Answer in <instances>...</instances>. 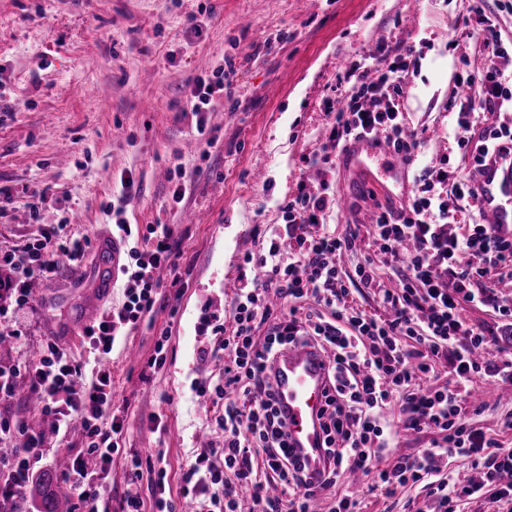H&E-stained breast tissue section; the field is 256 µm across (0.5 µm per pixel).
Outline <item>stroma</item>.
I'll list each match as a JSON object with an SVG mask.
<instances>
[{"label":"stroma","instance_id":"1","mask_svg":"<svg viewBox=\"0 0 512 512\" xmlns=\"http://www.w3.org/2000/svg\"><path fill=\"white\" fill-rule=\"evenodd\" d=\"M512 44V0H0V248L40 237L44 224L62 238L86 240L80 265L57 256L58 269L37 282L29 301L0 303V365L38 359L52 343L76 362L90 361L84 338L93 321L122 306L119 286L98 282L112 263L99 248L111 234L106 209L121 173L134 187L124 204L133 234L171 225L180 244L181 287L168 272L153 310L123 329L105 358L112 370V407L100 423L124 419L120 451L94 487L106 512H121L126 495L157 512L153 486L166 471L176 512H195L181 477L206 448L221 446L211 404L193 388L222 371L223 360H199L209 336L196 332L201 311L229 321L236 288L259 278L244 262L265 243L300 181L327 182L335 203L310 231L343 232L367 224L372 198L354 193L353 172L316 155L329 137L333 106L348 93L341 80L354 60L413 47L418 65L402 102L419 133V166L447 162L457 178L472 171V150L454 139L458 75L481 71L487 52L475 32V9ZM232 58L235 72L207 128L198 135L187 83ZM184 180L182 201L172 199ZM164 341L165 362L147 361ZM480 412L473 428L512 448V387L480 378L468 384ZM34 473H58L76 452L79 424L44 425ZM158 458L132 478V453ZM362 512H439L421 485L388 496L360 478Z\"/></svg>","mask_w":512,"mask_h":512}]
</instances>
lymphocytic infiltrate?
<instances>
[{
    "label": "lymphocytic infiltrate",
    "instance_id": "1",
    "mask_svg": "<svg viewBox=\"0 0 512 512\" xmlns=\"http://www.w3.org/2000/svg\"><path fill=\"white\" fill-rule=\"evenodd\" d=\"M477 23L490 62L477 75L460 79L476 88V96L459 100L456 134L459 148H468L479 111L512 109V87L505 83L512 51L502 43L487 16ZM412 64L410 49L381 56L375 70L350 62L344 73L349 94L337 107L335 123L322 153L330 163L332 149L354 137L383 134L396 154L418 155L421 142L406 128L401 105ZM235 64L226 60L214 75H201L189 84L188 100L198 133H205V113L215 111L224 95V80ZM332 197L328 185L301 184L287 205L288 221L271 230L269 241L247 254L246 263L261 268L265 278L237 289L231 304V326L211 316L200 318V332H211L201 358H220L224 370L196 394L219 406L215 425L224 433L221 448H207L182 475V491L192 496L197 512H238L250 497L252 512H310L314 494L306 469L290 457L286 419L266 365L283 347L313 344L332 355L325 401L320 414L323 433L322 491L333 501L328 512H359V502L336 488L345 476L371 477L372 488L394 492L414 482L423 484L445 512H456L462 499H484L499 507L512 504V448L466 424L463 388L474 378L493 377L512 385V358L494 346L484 325L468 322L463 304L492 308L512 323V308L497 304L490 284L512 279V240L496 238L480 223V204L471 180L457 181L447 164L424 168L406 203L376 213L367 234L373 253L347 273L337 255L353 250L358 232L338 235L306 234L305 228L323 220ZM60 227L43 225L39 240L11 250L0 249V269L14 273L1 287L16 291L27 302L33 281L51 277L54 253L79 262L85 243L59 238ZM123 276L122 307L88 326L91 350L109 353L119 330L149 314L160 286L155 273L168 269L180 284L179 258L169 226L147 237L143 248H130ZM386 263L396 285L381 287L375 278L378 263ZM373 289L385 316L350 304L354 289ZM288 309L278 308L277 300ZM452 377L434 385L437 365ZM28 379L43 415L59 427L79 420L82 440L61 478L82 512H99L92 490L96 472H107L119 451L123 421L113 418L110 429L99 421L112 402V372L100 368L85 376L55 345H47L38 362L24 368H0V401L15 394L17 377ZM430 430L434 436L419 456L397 457L393 450L400 432ZM20 440L26 455L0 461V512H14L19 490L33 474L31 449L44 445L27 420L0 412V441ZM470 458L480 481L458 486L444 472L442 459Z\"/></svg>",
    "mask_w": 512,
    "mask_h": 512
}]
</instances>
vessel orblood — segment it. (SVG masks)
<instances>
[{
    "label": "vessel or blood",
    "mask_w": 512,
    "mask_h": 512,
    "mask_svg": "<svg viewBox=\"0 0 512 512\" xmlns=\"http://www.w3.org/2000/svg\"><path fill=\"white\" fill-rule=\"evenodd\" d=\"M341 161L350 171L373 173V182L388 205L396 207L404 201L413 162L391 154L382 136L348 141ZM477 190L493 234L512 240V159L490 161L477 179ZM328 366L326 356L310 345L285 347L270 363L278 378L277 398L287 414L288 444L292 453L308 465L323 453L318 413Z\"/></svg>",
    "instance_id": "1"
}]
</instances>
